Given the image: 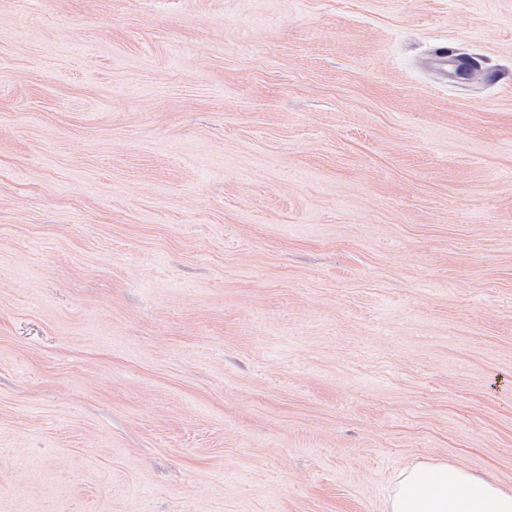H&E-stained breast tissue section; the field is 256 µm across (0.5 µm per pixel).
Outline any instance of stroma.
Returning a JSON list of instances; mask_svg holds the SVG:
<instances>
[{
    "label": "stroma",
    "instance_id": "35a3bbf8",
    "mask_svg": "<svg viewBox=\"0 0 512 512\" xmlns=\"http://www.w3.org/2000/svg\"><path fill=\"white\" fill-rule=\"evenodd\" d=\"M424 458L512 490V0H0V512Z\"/></svg>",
    "mask_w": 512,
    "mask_h": 512
}]
</instances>
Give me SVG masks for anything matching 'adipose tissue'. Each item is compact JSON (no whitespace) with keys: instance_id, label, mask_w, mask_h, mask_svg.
Masks as SVG:
<instances>
[{"instance_id":"obj_1","label":"adipose tissue","mask_w":512,"mask_h":512,"mask_svg":"<svg viewBox=\"0 0 512 512\" xmlns=\"http://www.w3.org/2000/svg\"><path fill=\"white\" fill-rule=\"evenodd\" d=\"M387 512H512V492L456 464L421 461L399 471Z\"/></svg>"}]
</instances>
